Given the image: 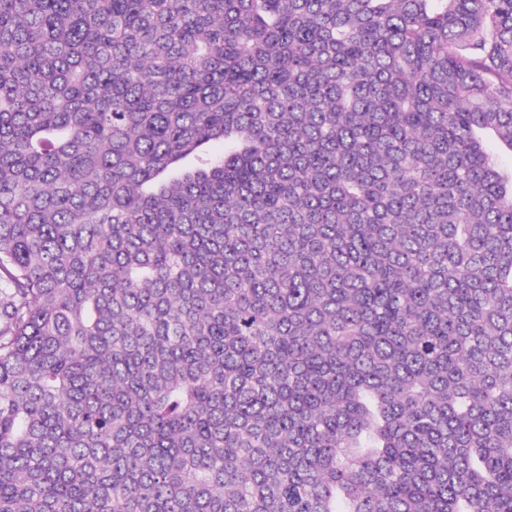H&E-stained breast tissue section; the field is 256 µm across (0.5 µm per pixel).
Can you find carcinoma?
<instances>
[{
    "label": "carcinoma",
    "instance_id": "cac0c4a2",
    "mask_svg": "<svg viewBox=\"0 0 512 512\" xmlns=\"http://www.w3.org/2000/svg\"><path fill=\"white\" fill-rule=\"evenodd\" d=\"M490 134L512 0H0V512H512Z\"/></svg>",
    "mask_w": 512,
    "mask_h": 512
}]
</instances>
